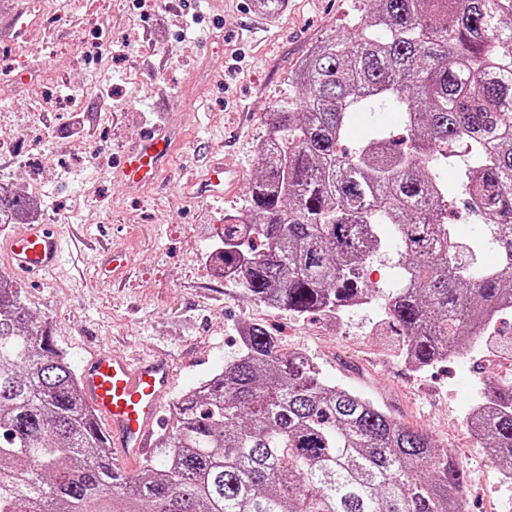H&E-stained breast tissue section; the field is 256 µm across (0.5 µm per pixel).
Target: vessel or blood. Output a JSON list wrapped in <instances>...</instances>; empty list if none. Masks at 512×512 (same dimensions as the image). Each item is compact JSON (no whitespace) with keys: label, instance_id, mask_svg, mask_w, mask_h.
<instances>
[{"label":"vessel or blood","instance_id":"b4317fda","mask_svg":"<svg viewBox=\"0 0 512 512\" xmlns=\"http://www.w3.org/2000/svg\"><path fill=\"white\" fill-rule=\"evenodd\" d=\"M168 154L166 132L144 129L124 151L117 173L126 182L151 183ZM63 238L60 225L32 224L24 233L8 238L0 248L7 253L16 272L42 275L59 266ZM81 384L96 419L105 424L115 466L130 473L153 451L161 403L175 384L170 358L133 360L102 348L82 362Z\"/></svg>","mask_w":512,"mask_h":512}]
</instances>
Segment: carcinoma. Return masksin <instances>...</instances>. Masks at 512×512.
<instances>
[{
  "instance_id": "cac0c4a2",
  "label": "carcinoma",
  "mask_w": 512,
  "mask_h": 512,
  "mask_svg": "<svg viewBox=\"0 0 512 512\" xmlns=\"http://www.w3.org/2000/svg\"><path fill=\"white\" fill-rule=\"evenodd\" d=\"M349 27L294 71L299 101L272 112L219 255L256 300L335 319L376 298L363 270L393 225L401 280L384 312L408 363L429 368L471 354L512 309V0H357ZM385 111L401 137L373 121ZM359 114L371 132L349 152ZM450 144L461 199L436 169ZM460 202L494 221L499 264L475 277L448 257ZM33 209L0 185V224ZM242 328L237 356L170 409L159 456L121 479L67 355L0 275V512H459L466 473L448 449ZM471 420L512 480V385Z\"/></svg>"
}]
</instances>
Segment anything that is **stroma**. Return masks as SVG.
Segmentation results:
<instances>
[{
  "instance_id": "obj_1",
  "label": "stroma",
  "mask_w": 512,
  "mask_h": 512,
  "mask_svg": "<svg viewBox=\"0 0 512 512\" xmlns=\"http://www.w3.org/2000/svg\"><path fill=\"white\" fill-rule=\"evenodd\" d=\"M24 5L40 21L28 39L2 43ZM353 0H286L275 17L252 0H0V181L36 191L47 223L81 241L50 277L23 280L29 310L71 364L107 346L129 356L168 354L182 395L239 349L237 329L259 323L281 352L304 350L325 379L427 432L467 471V512H512V481L475 443L467 415L482 387L512 378V320L464 358L419 371L379 306L333 323L296 316L214 275L224 218L243 212L256 147L274 107L298 94L294 66L320 41L344 34ZM85 129L73 136L74 117ZM169 132L171 150L153 185L115 175L142 128ZM242 187L205 195V158ZM123 251L117 281L99 276L107 248Z\"/></svg>"
}]
</instances>
